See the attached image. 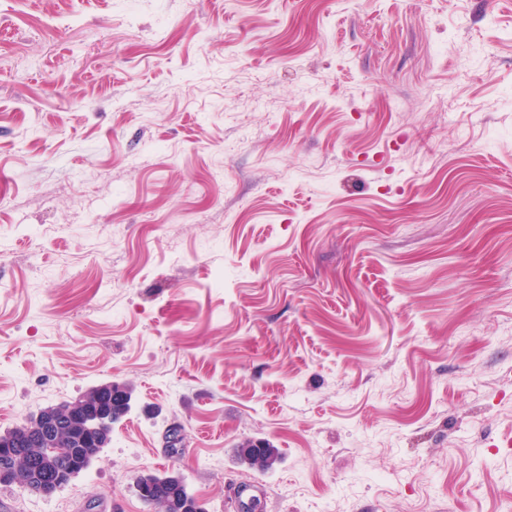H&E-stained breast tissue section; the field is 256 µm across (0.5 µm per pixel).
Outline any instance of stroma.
Wrapping results in <instances>:
<instances>
[{
  "label": "stroma",
  "instance_id": "1",
  "mask_svg": "<svg viewBox=\"0 0 512 512\" xmlns=\"http://www.w3.org/2000/svg\"><path fill=\"white\" fill-rule=\"evenodd\" d=\"M111 381L0 512H512V0H0V433ZM112 389V413L98 404L88 402L84 393L62 404L61 411L65 416H74L76 419L86 421L92 429H101L103 426H111L112 423L121 421L131 409L132 390L127 385H120L118 382H109L97 385L88 390L90 398L105 396L106 392ZM117 396L113 397V393ZM80 401V403H79ZM82 409L81 412L77 410ZM237 448L240 461L258 472L272 470L279 459L278 449L264 439H247ZM102 450H98L86 463H82L80 465H72L68 463H64L59 466L53 475V478L49 482L41 483L38 487V493L42 497H52L57 492L61 491L65 488L75 477H77L85 468L84 466L90 465L96 458L99 457V454ZM84 467V468H83ZM144 485H136L138 497L150 505L155 512H177L174 511L176 503L184 506L192 494L188 491L183 480L174 475L149 474L138 478ZM147 486V487H146ZM151 487L150 489L148 488Z\"/></svg>",
  "mask_w": 512,
  "mask_h": 512
}]
</instances>
